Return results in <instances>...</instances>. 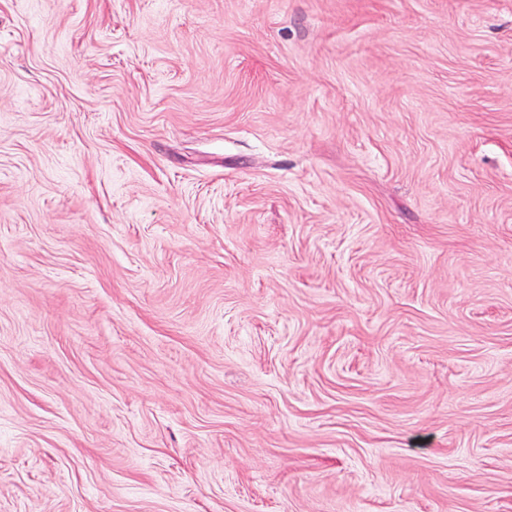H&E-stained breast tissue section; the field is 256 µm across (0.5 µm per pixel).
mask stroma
Segmentation results:
<instances>
[{
	"instance_id": "obj_1",
	"label": "stroma",
	"mask_w": 512,
	"mask_h": 512,
	"mask_svg": "<svg viewBox=\"0 0 512 512\" xmlns=\"http://www.w3.org/2000/svg\"><path fill=\"white\" fill-rule=\"evenodd\" d=\"M0 512H512V0H0Z\"/></svg>"
}]
</instances>
